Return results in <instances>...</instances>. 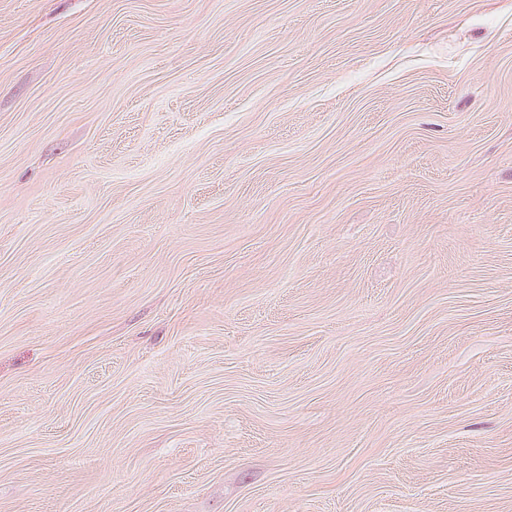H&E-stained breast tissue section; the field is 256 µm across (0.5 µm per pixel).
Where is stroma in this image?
I'll use <instances>...</instances> for the list:
<instances>
[{
	"label": "stroma",
	"instance_id": "obj_1",
	"mask_svg": "<svg viewBox=\"0 0 512 512\" xmlns=\"http://www.w3.org/2000/svg\"><path fill=\"white\" fill-rule=\"evenodd\" d=\"M0 512H512V0H0Z\"/></svg>",
	"mask_w": 512,
	"mask_h": 512
}]
</instances>
